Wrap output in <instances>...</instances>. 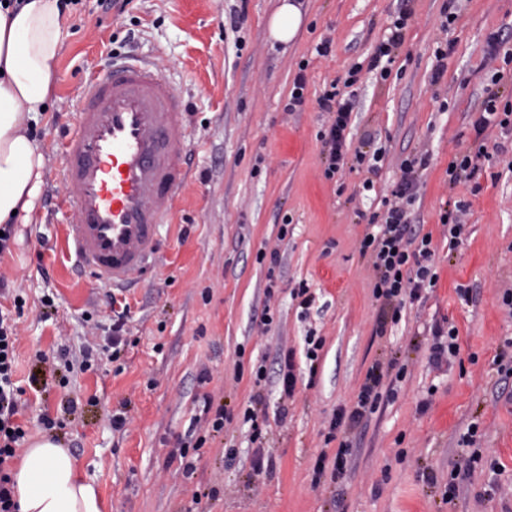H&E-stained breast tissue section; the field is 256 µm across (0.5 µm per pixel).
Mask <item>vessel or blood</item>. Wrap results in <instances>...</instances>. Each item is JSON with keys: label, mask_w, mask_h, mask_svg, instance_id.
Here are the masks:
<instances>
[{"label": "vessel or blood", "mask_w": 512, "mask_h": 512, "mask_svg": "<svg viewBox=\"0 0 512 512\" xmlns=\"http://www.w3.org/2000/svg\"><path fill=\"white\" fill-rule=\"evenodd\" d=\"M188 127L181 92L151 63L111 57L83 85L62 144L66 245L96 287L128 285L158 255L189 180Z\"/></svg>", "instance_id": "b4317fda"}]
</instances>
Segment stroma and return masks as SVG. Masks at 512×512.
<instances>
[{
    "label": "stroma",
    "instance_id": "35a3bbf8",
    "mask_svg": "<svg viewBox=\"0 0 512 512\" xmlns=\"http://www.w3.org/2000/svg\"><path fill=\"white\" fill-rule=\"evenodd\" d=\"M295 2L303 23L286 44L268 33L279 0H131L121 13L81 0L71 10L59 79L34 131L46 159L44 183L30 223L16 225L9 252L0 255L12 293L0 297V313L15 328L17 378L27 385L20 421L29 438L70 447L106 512H512V376L499 375L494 362L512 339L502 303L512 289V134L486 132L487 157L473 180L452 185L447 173L476 144L472 122L490 84L494 38L512 50V0H460V16L446 31L448 0ZM403 8L411 15L391 74L381 81L361 73L347 129L352 148L373 139L381 166L371 175L348 164L326 178L318 137L326 115L317 98L351 67L367 65ZM235 12L242 19L234 27ZM325 38L331 52L321 57L316 47ZM443 40L453 49L437 80L434 50ZM108 55L149 60L182 91L190 181L175 222L159 227L162 250L144 281L115 291L130 305L120 358L31 386L36 353L64 345L77 354L87 340L101 344L112 333L105 290L76 274L62 248L74 217L61 202V144L84 80ZM300 73L305 104L285 111ZM424 149L431 165L410 218L432 236L439 279L399 321L383 325L372 261L360 242L377 231L373 218L385 213L402 159ZM368 179L374 187L366 191ZM454 201L467 212L463 242L452 247L440 214ZM274 249L280 265L272 272L258 256ZM303 284L316 298L308 308L297 295ZM461 286L471 289L470 301L459 299ZM267 308L274 322L264 330ZM450 323L460 351L437 369L428 362L431 329ZM310 335L323 341L312 377ZM281 349L293 350L301 373L285 401L277 382ZM393 362L406 372L388 373L377 410L350 432L331 433L332 418L355 403L372 365ZM259 365L267 380L258 390L251 371ZM258 391L263 401L255 406ZM205 393L231 415L221 433L197 418ZM75 395L87 406L65 413ZM250 407L265 422L259 444L244 417ZM45 414L64 419V428L43 432ZM115 414L126 418L118 432ZM473 423V447L484 462L449 483ZM344 439V474L315 477L317 455L334 456ZM184 446L196 466L190 476L179 460ZM259 454L270 465L257 475ZM492 460L501 475L490 471ZM212 488L216 500L194 502L195 492Z\"/></svg>",
    "mask_w": 512,
    "mask_h": 512
}]
</instances>
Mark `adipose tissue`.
Here are the masks:
<instances>
[{
  "mask_svg": "<svg viewBox=\"0 0 512 512\" xmlns=\"http://www.w3.org/2000/svg\"><path fill=\"white\" fill-rule=\"evenodd\" d=\"M69 36L59 0L0 8V225L29 219L44 182L33 126L48 105ZM17 512H103L94 483L80 478L67 448L49 438L24 449L14 472Z\"/></svg>",
  "mask_w": 512,
  "mask_h": 512,
  "instance_id": "obj_1",
  "label": "adipose tissue"
}]
</instances>
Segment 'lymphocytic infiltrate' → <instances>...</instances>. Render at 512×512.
Listing matches in <instances>:
<instances>
[{
	"label": "lymphocytic infiltrate",
	"instance_id": "f902f5d3",
	"mask_svg": "<svg viewBox=\"0 0 512 512\" xmlns=\"http://www.w3.org/2000/svg\"><path fill=\"white\" fill-rule=\"evenodd\" d=\"M359 67H352L343 87H330L318 99L321 111L330 120L320 138L327 150V176H334L348 158L364 163L366 158L380 160V153L366 154L351 151L347 144V128L354 109V99L347 95V88L358 81ZM430 163L429 152H419L401 164V179L386 200V212L378 234L367 235L361 242V249L373 256V296L381 309L391 310L393 316H400L406 303L417 301L425 289L434 287L437 275L433 270L431 235L418 234L413 228L407 207L415 201L421 171ZM17 335L4 317L0 316V512H16L14 485L8 473L1 467L14 458L23 444L26 431L17 424L16 418L22 412V387L13 380L15 372V344ZM384 372L371 367L357 396V403L351 411H339L331 420V428L342 426L356 428L367 414L373 413L381 397L380 387Z\"/></svg>",
	"mask_w": 512,
	"mask_h": 512
}]
</instances>
